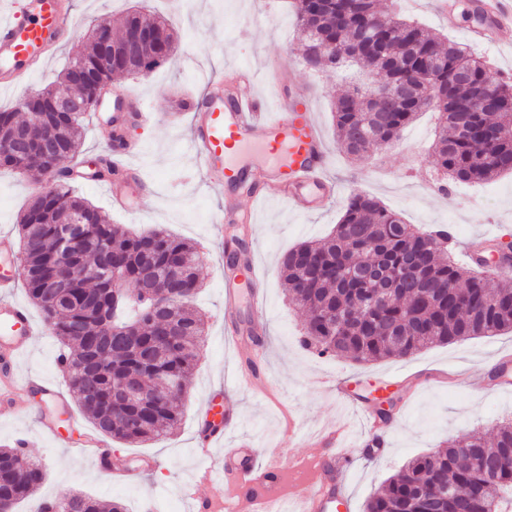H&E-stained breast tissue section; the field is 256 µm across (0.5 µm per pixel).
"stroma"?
I'll return each mask as SVG.
<instances>
[{"label":"stroma","mask_w":512,"mask_h":512,"mask_svg":"<svg viewBox=\"0 0 512 512\" xmlns=\"http://www.w3.org/2000/svg\"><path fill=\"white\" fill-rule=\"evenodd\" d=\"M399 2L402 11L412 12L424 27L454 42L463 41L462 26L477 21L473 0H459L454 29L430 10L414 11L408 0ZM135 4L164 16L178 35L176 52L168 63L145 77L130 74L112 81L113 90L132 89L156 115L152 126H127L120 133L140 148L130 161L142 180L138 210L129 215L114 209L103 182L96 179L73 185L72 190L125 230L164 227L203 246L206 255L199 276L204 290L198 304L206 314V343L183 400L180 428L155 443L108 441L112 456L158 459V468L137 479L114 478L94 459L54 445L41 434L34 418L13 412V404H33V395L18 389L12 404L0 402V448L26 439L27 455L47 465L42 486L20 502L15 512H39L43 500L60 497L67 489L107 503L122 502L127 512H142L148 499L158 512H192L182 494L183 486L196 485L203 496L211 493L199 482L212 461L193 453L196 433L205 424L206 406L219 408L227 401L238 409L235 426L224 434L227 446L258 434L262 437L257 445L261 457L289 455L300 463L312 462L317 448L310 443L295 446L288 433L289 420L312 432L331 423L356 420L352 409L315 385L319 376L347 375L359 396L385 387L396 398L385 434L388 453L371 459L366 451H349L354 460L351 512H364L382 482L412 457L475 429L493 432L499 423L511 419L512 392L492 387L477 392L462 383L463 377L489 374L503 355H512L511 331L437 344L406 358L365 364L340 354L321 356L301 346L306 316L289 301L277 265L299 242L329 234L352 192L374 195L400 213L406 223L424 228L452 226L463 242L491 224L498 225L503 241L512 242V174L483 184L451 183L439 188L440 174L431 149L435 117L430 112L421 114L393 148L365 163L350 161L336 143L331 114L333 99L347 89L349 80L306 64L299 50L294 0H71L73 29L67 40L27 85L0 92V109L16 107L38 89L57 84L65 62L88 28L106 20L113 29H120L129 7ZM228 66L250 67L264 81L276 71L290 75L294 90L309 100L322 129L330 153L329 175L338 187L334 203L321 213L299 215L284 205L257 208L254 257L269 271L265 284L267 324L262 338L270 377L266 396L244 389L224 390L226 380L249 355L224 334V252L240 233L231 225L223 240L214 238L211 218L223 207L224 192L202 179L183 149L190 133L188 101L200 96L205 73H218ZM40 190V184L25 176L0 169V232L17 234L18 213ZM39 331L31 350L14 361V374L21 379L41 374L62 381L57 363L61 344L47 326H40Z\"/></svg>","instance_id":"35a3bbf8"}]
</instances>
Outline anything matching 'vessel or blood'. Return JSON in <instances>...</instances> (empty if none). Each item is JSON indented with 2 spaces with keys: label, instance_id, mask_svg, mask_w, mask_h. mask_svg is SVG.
<instances>
[{
  "label": "vessel or blood",
  "instance_id": "obj_1",
  "mask_svg": "<svg viewBox=\"0 0 512 512\" xmlns=\"http://www.w3.org/2000/svg\"><path fill=\"white\" fill-rule=\"evenodd\" d=\"M61 0H20L14 17L0 22V91L28 82L42 68L50 49L60 46L72 28L69 10ZM478 9L487 17L485 25L466 29L476 44L495 43L512 29V0H478ZM258 77L253 70L242 71L235 84L211 77L201 98L191 101V131L186 148L197 171L214 186L243 185L255 201L284 202L302 213L324 210L335 196V184L327 177L330 154L312 112L301 109L295 99L279 96L276 112H267L257 93ZM124 152L113 153L114 168L108 193L116 209L129 207L130 172ZM255 222L251 208L220 212L213 224L216 233L225 225L238 224L251 231ZM253 317L248 328L232 327L236 343L255 338L265 325L262 288L265 273L254 262L245 265ZM19 280L0 275V349L11 358L27 352L35 330L29 309L15 300ZM27 389L39 391L52 404L65 403L66 395L57 382L41 376L25 380ZM324 387L338 400L360 408L366 429L361 446L378 436L381 421L371 406L362 404L348 388L345 378L324 380ZM350 430L330 426L318 432L313 442L320 450L307 491L281 493L286 465L281 457L259 459L253 439L239 440L225 449L215 466L205 471L201 482L228 484L232 491V512H349L346 493L348 473L340 465Z\"/></svg>",
  "mask_w": 512,
  "mask_h": 512
}]
</instances>
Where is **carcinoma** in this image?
Listing matches in <instances>:
<instances>
[{"instance_id":"carcinoma-1","label":"carcinoma","mask_w":512,"mask_h":512,"mask_svg":"<svg viewBox=\"0 0 512 512\" xmlns=\"http://www.w3.org/2000/svg\"><path fill=\"white\" fill-rule=\"evenodd\" d=\"M336 10L317 16L313 0H296L302 55L336 42L340 48L326 57L323 68L339 71L346 64L374 67L379 81L392 82L395 57L413 54L417 61L437 55L447 68L441 75L448 101L436 109L438 126L433 150L436 161L454 183L474 184L512 173V82L493 79L500 91L493 106L471 111L475 95L486 89L488 62L451 41L429 33L401 17L394 5L380 0H331ZM166 20L131 10L124 27ZM367 26L383 48V58L351 53L362 43ZM101 46L90 35L61 73L59 86L39 96L65 93L92 100L98 81H109L127 70L98 68ZM83 66L87 80L75 83L70 70ZM420 112L410 99L395 98L374 107L365 85H356L336 99L332 118L343 152L357 163L369 160L383 142H395ZM82 112H41L21 120L15 111H0V125L21 129L35 143L52 134L57 140L50 161L30 156L0 160L16 172L34 178L57 160L79 157L83 137ZM83 219V240L67 264L55 261L58 221L64 213ZM24 285L30 301L60 340L61 367L79 407L94 429L124 443L156 442L176 431L183 415L181 396L200 358L206 324L194 299L202 287L196 268L200 247L162 229L140 234L107 222L101 211L72 195L63 177L44 188L20 217ZM448 235L421 230L363 191L349 195L333 232L320 240L303 241L279 262L289 299L307 313L301 344L318 353L341 354L355 362L406 358L433 344L495 336L512 331V280L503 274L468 270L448 250ZM115 262L120 285H134L137 308L126 313L127 300L114 298L112 276L103 262ZM184 264L180 279L169 266ZM372 269V280L357 270ZM416 269L426 294L418 296L395 286L397 270ZM179 294L168 307L150 311L151 294ZM177 328L175 340L160 335V324ZM132 327L136 343L123 330ZM158 380L168 394L133 401L117 393L122 383L147 390ZM481 459L474 468L465 457ZM512 457V421L498 425L489 437L473 430L448 446L415 457L387 478L367 501L366 512H509L512 508V468L498 467ZM47 475L45 464L21 448H0V497L11 505L32 496ZM443 487L440 497L429 488ZM57 512H124L121 503L105 506L82 493L56 501Z\"/></svg>"}]
</instances>
